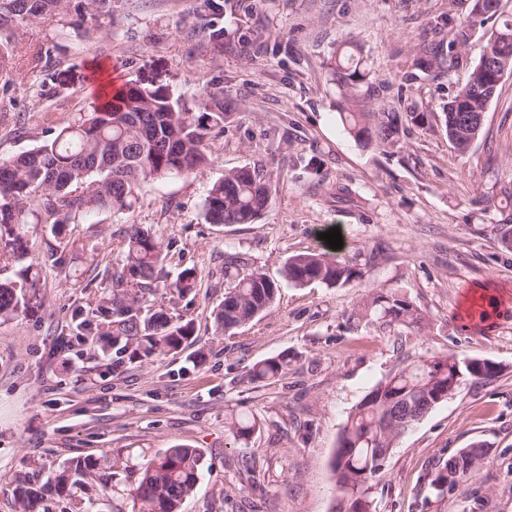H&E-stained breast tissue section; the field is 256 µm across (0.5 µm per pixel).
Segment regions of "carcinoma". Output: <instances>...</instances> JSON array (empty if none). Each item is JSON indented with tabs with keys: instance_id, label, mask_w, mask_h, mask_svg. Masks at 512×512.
I'll return each instance as SVG.
<instances>
[{
	"instance_id": "carcinoma-1",
	"label": "carcinoma",
	"mask_w": 512,
	"mask_h": 512,
	"mask_svg": "<svg viewBox=\"0 0 512 512\" xmlns=\"http://www.w3.org/2000/svg\"><path fill=\"white\" fill-rule=\"evenodd\" d=\"M470 0L468 13L457 22H448V34L427 43L416 60L419 69L439 74L457 66L461 53L485 22L499 16L500 8H476ZM72 0H0V29L22 23L61 19L69 14ZM92 16L112 13V0H81ZM201 30L210 46L224 40L218 21L224 12L222 0H200ZM357 46L336 50L330 59L334 80L345 102L357 99L368 73L355 59ZM504 48L490 41L472 68L467 83L448 100L445 128L454 152L463 155L471 147L473 128L468 121L479 118L484 101L478 93L486 77L488 62L504 55ZM205 112L197 115L172 99L161 86L127 82L118 96L78 120L51 127L38 146L9 159L0 160V224H28L46 221L52 232L65 228L95 212L123 214L139 199L143 185L185 175L201 174L213 164L206 138L213 129H224V91L217 83L201 89ZM341 119L356 138L379 147L397 142L400 113L343 112ZM271 191L246 166L224 172L213 181L204 200V219L209 224H254L269 207ZM166 246L161 237L136 224L127 231L125 263L112 274L113 288L97 311L112 318V331L105 333L104 346L118 356L138 359L178 349L192 335L191 325L176 323L163 311H143L145 294L152 288L167 287L163 275ZM23 270L22 282L0 280V316L26 311L33 296L36 278ZM281 275L298 286L320 282L344 285L359 277L350 260L333 258L327 252H311L288 257ZM197 272L183 270L175 288L188 292L196 287ZM279 284L255 269L242 276L224 296L215 315L216 330L227 333L263 315L275 303ZM384 318L404 325H418L421 314L397 295H379L372 301ZM288 356L280 354L256 362L247 371L248 383L255 384L281 376ZM496 376L473 368V359L453 354H437L411 364L378 383L349 415L338 440L333 466L342 494L337 512H372L369 483L383 469L390 449L415 423L411 419L396 428L388 419L396 407L411 413L427 414L436 406V397L448 390V382L460 389L467 381ZM449 458L429 483L431 492L442 498L448 492L445 471L453 465ZM203 452L190 445H177L147 459L139 468L137 483L130 495L138 512H181L183 502L195 491ZM129 470L121 457L103 455L72 460L43 474L32 463L17 473L12 493L21 512H112V478Z\"/></svg>"
}]
</instances>
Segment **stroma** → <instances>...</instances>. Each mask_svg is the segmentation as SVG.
Here are the masks:
<instances>
[{"mask_svg": "<svg viewBox=\"0 0 512 512\" xmlns=\"http://www.w3.org/2000/svg\"><path fill=\"white\" fill-rule=\"evenodd\" d=\"M198 0H113L106 17L70 14L20 26L9 88L0 87V159L39 145L49 124L91 111L114 78L163 86L192 111L200 88L224 89L223 131L206 139L214 164L200 175L143 186L134 208L101 211L70 225L52 264L49 225H25L24 259L0 232V278L37 277L39 307L0 318V512H18L12 481L28 462L45 471L88 455L150 457L188 444L204 453L195 493L182 512H333L332 459L356 405L389 374L430 354L487 359L491 380L467 383L397 441L371 482L375 512H512V73L490 101L482 131L463 155L451 148L444 107L466 83L481 48L512 17L485 22L460 65L424 74L414 59L424 39L466 0H225L224 45L211 50ZM356 45L371 85L360 109L422 112L388 148L363 147L343 124L329 59ZM51 48L43 70L28 56ZM247 166L271 188L254 224H209L203 201L225 170ZM168 246L165 272L186 268V295L145 297L190 323L181 349L143 360L94 352L76 325L99 328L96 308L112 290L130 225ZM339 229L340 257L360 275L346 285L283 284L274 306L229 333L214 315L237 275L271 279L292 255L326 251ZM237 263L225 269V256ZM490 285L491 319L460 318L465 294ZM397 294L421 313L406 326L380 319L374 297ZM287 355L281 377H243L257 361ZM256 423L238 439L235 421ZM476 443L490 452L475 476L445 497L428 484L437 464Z\"/></svg>", "mask_w": 512, "mask_h": 512, "instance_id": "obj_1", "label": "stroma"}]
</instances>
